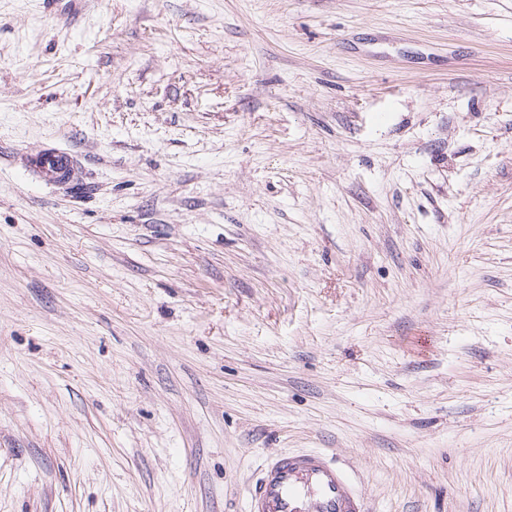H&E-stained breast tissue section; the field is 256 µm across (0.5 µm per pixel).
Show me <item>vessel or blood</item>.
<instances>
[{"mask_svg":"<svg viewBox=\"0 0 512 512\" xmlns=\"http://www.w3.org/2000/svg\"><path fill=\"white\" fill-rule=\"evenodd\" d=\"M75 157L65 149L32 153L29 169L44 182L66 181ZM245 512H365L351 469L323 451L288 452L267 461L246 497Z\"/></svg>","mask_w":512,"mask_h":512,"instance_id":"obj_1","label":"vessel or blood"}]
</instances>
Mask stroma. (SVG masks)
Returning a JSON list of instances; mask_svg holds the SVG:
<instances>
[{
    "mask_svg": "<svg viewBox=\"0 0 512 512\" xmlns=\"http://www.w3.org/2000/svg\"><path fill=\"white\" fill-rule=\"evenodd\" d=\"M303 450L512 512V0H0V512ZM28 168L47 184L65 182L72 174L75 156L67 149L38 151L27 157Z\"/></svg>",
    "mask_w": 512,
    "mask_h": 512,
    "instance_id": "stroma-1",
    "label": "stroma"
}]
</instances>
